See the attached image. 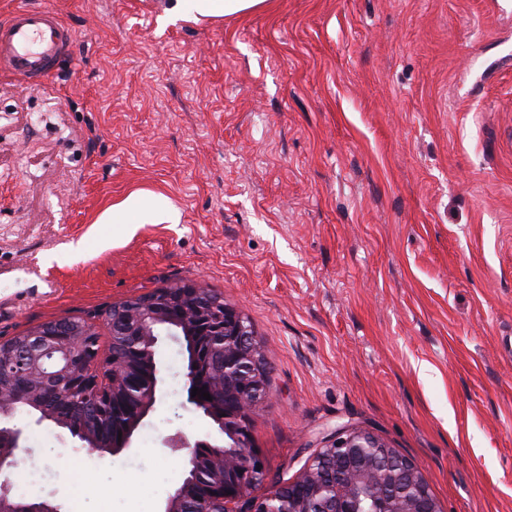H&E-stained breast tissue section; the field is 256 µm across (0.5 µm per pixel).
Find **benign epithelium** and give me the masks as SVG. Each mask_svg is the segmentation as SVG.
<instances>
[{
    "mask_svg": "<svg viewBox=\"0 0 512 512\" xmlns=\"http://www.w3.org/2000/svg\"><path fill=\"white\" fill-rule=\"evenodd\" d=\"M112 325L134 357L145 363L146 380L128 376L130 358L101 353L94 324L59 318L25 334L19 344H0V512H60L50 500L21 504L10 496L9 474L27 439L25 428L11 422L24 408L36 423L49 421L70 431L86 448L115 455L129 447L135 431L152 410L159 384L158 344L165 332L188 342L194 367L210 376L206 387L212 400L190 396L203 388L197 373L185 375L187 401L203 410L220 439L193 444L175 434L171 448H193L192 477L170 496L163 512H363L370 493L372 512H438L428 484L417 465L364 428L339 427L317 448L292 481L264 497L253 489L267 476L265 461L254 448L250 412L267 397L268 371L253 330L237 309L213 297L196 283L158 288L112 307ZM107 375L110 387L122 378L132 388L130 411L119 417L121 440L102 446L96 436L72 427L74 418L45 408L62 393L81 391L95 407L111 394L95 375ZM211 449L210 481H197L198 449ZM411 478L401 497L388 489L397 473Z\"/></svg>",
    "mask_w": 512,
    "mask_h": 512,
    "instance_id": "7a95c632",
    "label": "benign epithelium"
}]
</instances>
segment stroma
<instances>
[{
	"instance_id": "obj_1",
	"label": "stroma",
	"mask_w": 512,
	"mask_h": 512,
	"mask_svg": "<svg viewBox=\"0 0 512 512\" xmlns=\"http://www.w3.org/2000/svg\"><path fill=\"white\" fill-rule=\"evenodd\" d=\"M50 8L73 63L0 74V341L174 283L248 319L268 372L251 414L267 479L342 426L419 465L442 512H512V0H267L197 22L170 0ZM132 214L101 223L130 195ZM178 212L160 220L158 201ZM82 243L80 253L71 246ZM180 344L128 449L14 420L45 447L27 500L162 512L206 439ZM108 470L117 492L80 474Z\"/></svg>"
}]
</instances>
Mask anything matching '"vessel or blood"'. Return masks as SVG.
I'll return each mask as SVG.
<instances>
[{"instance_id":"obj_1","label":"vessel or blood","mask_w":512,"mask_h":512,"mask_svg":"<svg viewBox=\"0 0 512 512\" xmlns=\"http://www.w3.org/2000/svg\"><path fill=\"white\" fill-rule=\"evenodd\" d=\"M74 35L52 9L19 6L0 19V71L41 82L70 59Z\"/></svg>"}]
</instances>
